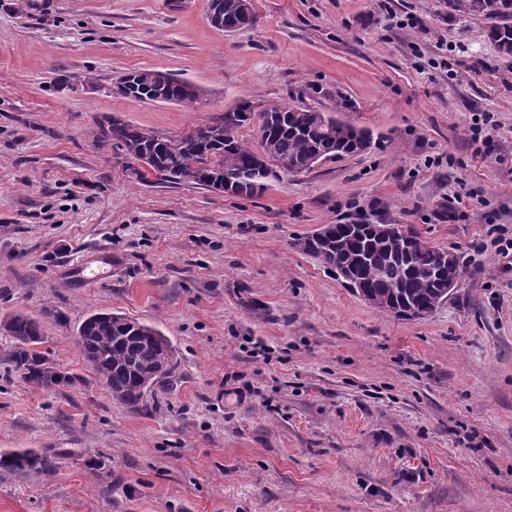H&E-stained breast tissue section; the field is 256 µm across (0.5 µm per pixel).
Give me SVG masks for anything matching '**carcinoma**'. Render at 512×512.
I'll list each match as a JSON object with an SVG mask.
<instances>
[{
	"label": "carcinoma",
	"instance_id": "obj_1",
	"mask_svg": "<svg viewBox=\"0 0 512 512\" xmlns=\"http://www.w3.org/2000/svg\"><path fill=\"white\" fill-rule=\"evenodd\" d=\"M448 10L481 15L490 21L489 37L496 50L512 55V0H448ZM210 23L221 30H238L255 23V14L243 12L242 0H209ZM119 95L142 102L180 104L199 90L186 80L156 70L137 69L114 84ZM250 106L241 99L224 117L197 125L181 135L168 136L114 120L99 127L97 140L120 152L126 170L139 182L147 174L157 180L191 182L216 191L227 178L238 182L237 196L263 192L277 178L273 162L286 160L301 173L318 159L368 150L371 133L337 126L336 117L296 106H277L257 113L258 145L239 139L243 126L239 111ZM409 242L378 232L374 224H331L323 240L308 235L298 240L303 252L318 256L329 269L357 270L373 308L388 314L398 310L431 313L442 304L448 274L461 269L452 252L432 246L418 231L407 228ZM14 339V369L34 386L56 389L70 386L75 377L61 371L36 350L42 336L37 320L18 313L8 320ZM170 340L153 325L118 313L96 312L77 329L75 345L112 399L131 409L147 408L148 399L163 389L175 361L162 366L158 346ZM52 457L36 450L0 452V470L21 474L44 471Z\"/></svg>",
	"mask_w": 512,
	"mask_h": 512
}]
</instances>
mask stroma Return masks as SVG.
<instances>
[{"label": "stroma", "instance_id": "35a3bbf8", "mask_svg": "<svg viewBox=\"0 0 512 512\" xmlns=\"http://www.w3.org/2000/svg\"><path fill=\"white\" fill-rule=\"evenodd\" d=\"M251 3L224 32L208 0H0V320L35 318L79 377L34 387L0 331V452L56 455L0 471V512H512V263L487 233L512 226V56L446 0ZM139 68L200 100L113 93ZM241 98L338 113L372 146L245 197L134 182L96 143L114 118L177 135ZM362 215L459 256L432 314L379 312L294 246ZM96 312L170 339L147 410L75 348ZM52 457L36 450L0 452V470L21 474L31 471H44L53 464Z\"/></svg>", "mask_w": 512, "mask_h": 512}]
</instances>
